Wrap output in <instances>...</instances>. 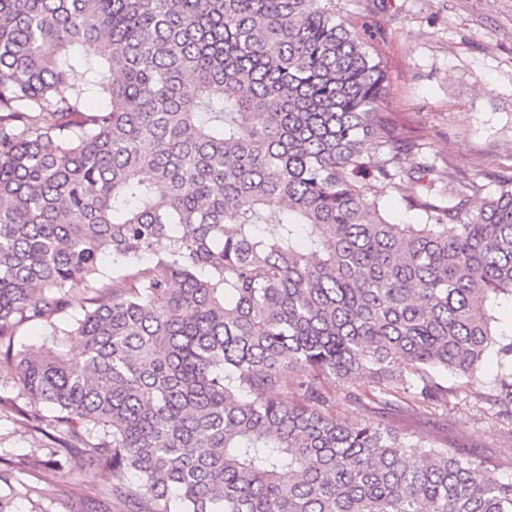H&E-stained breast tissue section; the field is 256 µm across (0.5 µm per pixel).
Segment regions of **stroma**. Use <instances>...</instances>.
<instances>
[{
  "instance_id": "obj_1",
  "label": "stroma",
  "mask_w": 512,
  "mask_h": 512,
  "mask_svg": "<svg viewBox=\"0 0 512 512\" xmlns=\"http://www.w3.org/2000/svg\"><path fill=\"white\" fill-rule=\"evenodd\" d=\"M344 0L367 25L388 64L387 105L397 125L416 130L423 152L443 173L440 189L453 195L456 180L476 177L486 192L512 176V0ZM500 361L489 357L493 380ZM443 380L453 393L428 409L395 411L387 424L406 439L430 438L462 456L483 461L489 476L512 478V415L490 404L486 385L454 374ZM338 419L349 425L375 420L369 380L330 383ZM10 389L0 381V458L11 462L10 482H0L8 512H71L87 503L104 512L112 501L110 474L79 466V451L50 450L2 405Z\"/></svg>"
}]
</instances>
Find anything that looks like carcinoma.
Segmentation results:
<instances>
[{"instance_id": "cac0c4a2", "label": "carcinoma", "mask_w": 512, "mask_h": 512, "mask_svg": "<svg viewBox=\"0 0 512 512\" xmlns=\"http://www.w3.org/2000/svg\"><path fill=\"white\" fill-rule=\"evenodd\" d=\"M388 84L336 0H0V374L122 512H512V479L324 389L424 407L512 358V182L438 192ZM490 390L512 409V371ZM411 190L412 185L408 180L397 179L396 184L386 197L389 207L393 209L394 216L397 218V222H414L413 213L406 212L399 207L402 197L409 194ZM327 389L336 392L335 404L333 406L336 417L348 425H356L376 419L375 407L371 402V394L376 391V386L369 380H362L356 383L338 381L332 382ZM362 395L361 402H354L350 395Z\"/></svg>"}]
</instances>
